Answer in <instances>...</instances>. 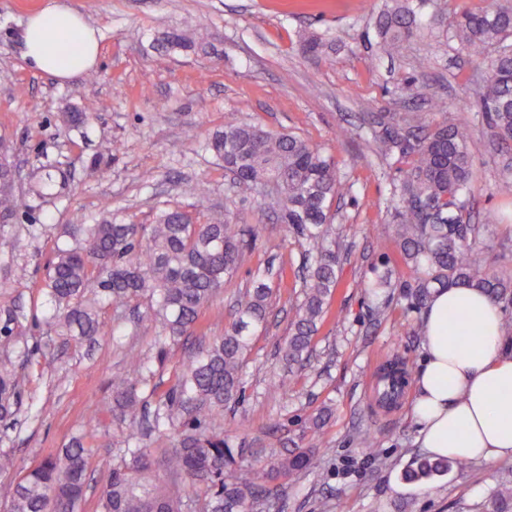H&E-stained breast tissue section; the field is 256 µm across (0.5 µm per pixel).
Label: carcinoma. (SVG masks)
Masks as SVG:
<instances>
[{"label":"carcinoma","instance_id":"1","mask_svg":"<svg viewBox=\"0 0 512 512\" xmlns=\"http://www.w3.org/2000/svg\"><path fill=\"white\" fill-rule=\"evenodd\" d=\"M423 22L410 0H388L377 18L380 53L393 56L404 41L436 24ZM460 52L486 61L479 85V107L491 140L508 159L502 187L512 190V0L490 9L455 13L445 32ZM303 54L319 56L333 45L317 35L300 39ZM168 53H215L208 43L185 32L164 35ZM95 110L63 113L79 128ZM369 146L386 160L405 164L394 186L395 242L406 277L393 284L384 273L366 284L370 295L403 289L416 306L431 294L463 286L493 302H512V274L494 268L477 252L476 228L466 218L472 193L474 153L463 125L433 122L421 113H387L374 118ZM206 149L224 162L238 181L253 187L263 209L274 212L308 244L306 273L295 287L301 301L281 349L288 365L307 358L318 324L327 314L337 284L336 250L330 237V208L342 190L335 162L321 149L291 134L273 133L247 123H230L210 134ZM16 197L11 171L0 169V209L9 211ZM244 251L243 230L222 212L201 224L178 209H162L152 224H133L108 210L95 224H67L56 246L44 289L49 299L50 330L82 343L102 335L100 311L115 312L140 299L150 302L151 320L165 340L175 341L196 325L205 305L232 279ZM273 288L265 274L253 277L233 321L186 364L175 385L159 401L150 421L151 437H175L165 456L167 483H153L155 465L140 423L139 390L154 378V360L131 350L126 372L112 383L110 412L125 426L112 448V471L98 497L96 512H245L275 476H297L310 468L313 448H294L270 468L247 474L236 468L233 448L217 417L224 404L242 395V362L251 333L265 325ZM14 317L0 325V419L12 417L26 383L20 363L29 359L28 341L13 335ZM380 397L394 401L403 384L387 375ZM86 434L47 456L13 487L6 512H75L86 491L90 446ZM464 459L425 457L404 472L412 482L442 476ZM199 487L194 499L183 486ZM485 512H512V487L492 491Z\"/></svg>","mask_w":512,"mask_h":512}]
</instances>
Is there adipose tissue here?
Here are the masks:
<instances>
[{
  "mask_svg": "<svg viewBox=\"0 0 512 512\" xmlns=\"http://www.w3.org/2000/svg\"><path fill=\"white\" fill-rule=\"evenodd\" d=\"M23 39L29 65L59 80L79 76L99 56L96 29L59 6L29 18ZM421 332L412 406L421 447L437 457L512 458V352L498 306L469 288L440 290L422 311Z\"/></svg>",
  "mask_w": 512,
  "mask_h": 512,
  "instance_id": "adipose-tissue-1",
  "label": "adipose tissue"
}]
</instances>
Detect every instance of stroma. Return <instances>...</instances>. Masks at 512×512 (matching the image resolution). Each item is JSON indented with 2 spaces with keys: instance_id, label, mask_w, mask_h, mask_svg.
Masks as SVG:
<instances>
[{
  "instance_id": "stroma-1",
  "label": "stroma",
  "mask_w": 512,
  "mask_h": 512,
  "mask_svg": "<svg viewBox=\"0 0 512 512\" xmlns=\"http://www.w3.org/2000/svg\"><path fill=\"white\" fill-rule=\"evenodd\" d=\"M63 6L96 28L100 53L80 78L59 81L36 72L24 57L22 32L29 17ZM382 0H0V143L10 148L21 177L36 170L55 177L58 197L37 206L21 199L4 231L18 241L0 249V297L15 311V335L37 345L24 365L27 383L14 416L0 421V453L15 469L0 472V512L12 484L71 437L101 424L108 435L91 438L89 481L77 512H94L112 467L120 430L106 407L110 383L125 370L133 348L155 355V326L128 307L102 318L107 333L91 346L51 334L41 288L66 224H90L111 207L125 220L153 223L164 207L205 219L223 211L253 234L236 276L203 309L201 323L167 344L156 364L154 391L142 400L154 408L205 343L223 335L253 275L269 272L274 288L268 321L257 329L243 360V394L224 408V437L239 468L263 467L294 447L316 451L314 467L272 481L252 512H482L487 494L512 483V459L474 460L463 469L423 483L402 481L403 470L423 458L410 409L414 389L399 406L379 409L374 386L391 359L419 367L420 313L402 289L371 301L365 283L404 267L391 239L396 163L367 146L371 119L388 112H430L443 99L446 113L430 112L467 127L475 152L471 222L496 266L512 270V194L500 188L502 158L486 135L476 106L479 59L447 40L416 37L394 57L375 58V20ZM196 33L216 52L166 53L171 31ZM335 41V54L299 51L300 35ZM428 58L416 73L420 58ZM97 106L73 129L61 114ZM232 122L291 133L320 146L337 162L345 182L335 199L338 284L303 364L288 366L279 351L295 317L291 275L306 252L305 240L259 206L258 196L233 184L221 162L203 147L210 133ZM107 168L92 171L94 156ZM206 184L197 198L189 186ZM27 270L17 281L16 266ZM330 418L321 431L310 419ZM370 435L373 447L361 442Z\"/></svg>"
}]
</instances>
